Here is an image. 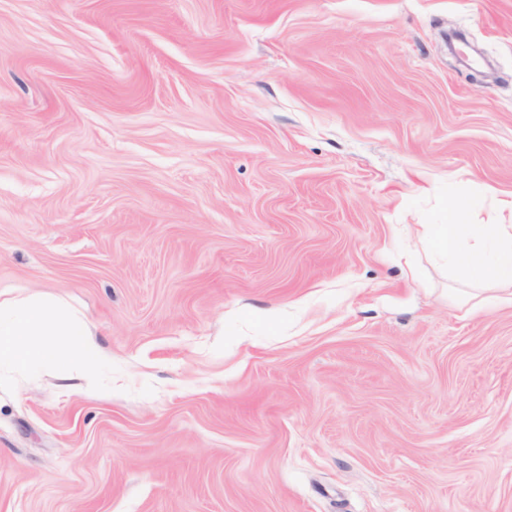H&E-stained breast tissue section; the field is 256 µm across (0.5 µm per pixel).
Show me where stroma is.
Returning a JSON list of instances; mask_svg holds the SVG:
<instances>
[{
    "mask_svg": "<svg viewBox=\"0 0 512 512\" xmlns=\"http://www.w3.org/2000/svg\"><path fill=\"white\" fill-rule=\"evenodd\" d=\"M512 0H0V290L111 389L0 391V512H512ZM487 191L500 214L509 212V224H474L472 208L452 202L448 224L426 226L448 270L464 276L469 287L464 294L476 298L485 292L505 291L507 295H490L487 299L498 306L512 307V194L500 196L494 188Z\"/></svg>",
    "mask_w": 512,
    "mask_h": 512,
    "instance_id": "35a3bbf8",
    "label": "stroma"
}]
</instances>
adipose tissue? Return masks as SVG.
I'll use <instances>...</instances> for the list:
<instances>
[{"instance_id": "adipose-tissue-1", "label": "adipose tissue", "mask_w": 512, "mask_h": 512, "mask_svg": "<svg viewBox=\"0 0 512 512\" xmlns=\"http://www.w3.org/2000/svg\"><path fill=\"white\" fill-rule=\"evenodd\" d=\"M428 231L451 272L463 275L470 297L491 293L492 303L512 307V224H478L469 205L454 202L448 221ZM102 360L98 333L61 301L45 294L0 299V380L32 364L66 366L94 382Z\"/></svg>"}]
</instances>
